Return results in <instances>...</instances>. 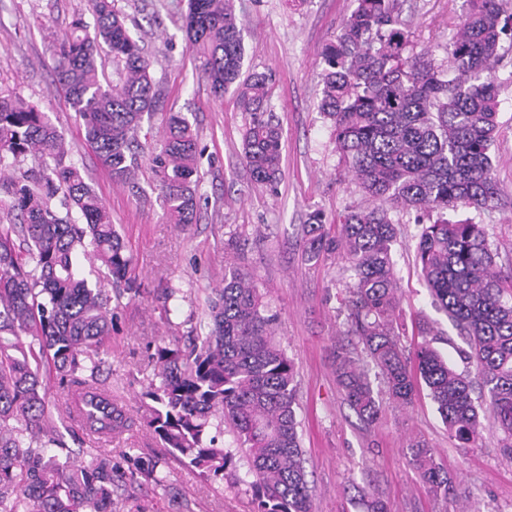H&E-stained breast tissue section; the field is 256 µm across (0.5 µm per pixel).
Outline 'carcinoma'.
Listing matches in <instances>:
<instances>
[{
  "label": "carcinoma",
  "mask_w": 512,
  "mask_h": 512,
  "mask_svg": "<svg viewBox=\"0 0 512 512\" xmlns=\"http://www.w3.org/2000/svg\"><path fill=\"white\" fill-rule=\"evenodd\" d=\"M94 34L79 18L57 54L55 75L84 140L112 180L140 193L143 116L156 110L151 62L113 0H89ZM465 19L445 47L453 74L434 64L432 50H416L400 18L398 0H356L336 40L323 51L319 110L333 123L336 152L373 206L345 213L332 230L319 212L301 238L308 263L339 258L351 272L339 296L346 335L336 345V381L349 407L368 424L379 416L382 391L401 409L419 386L448 432L464 447L488 418L512 455V275L496 270L486 231L452 221L458 207L486 208L502 200L490 155L498 128V86L492 71L503 43L512 41V0H466ZM183 29L212 95L232 93L248 116L242 156L252 181L274 188L282 178V128L268 112L270 79L243 73L244 48L233 0H189ZM112 60L102 75L101 52ZM202 154L189 121L170 114L149 165L170 224H195ZM33 166L7 172L25 160ZM0 512H116L122 477L110 448L72 457L60 427L85 405L86 429L119 438L128 427L122 407L85 400L83 391L112 397L99 373L112 339V297L92 285L79 257L106 267L116 296L140 294L129 277L132 257L102 198L71 160L49 113L0 85ZM65 212L55 207V199ZM418 215L415 257L431 305L465 337L476 377L457 371L423 340L407 351L399 321L393 246L399 233L390 210ZM203 334L157 348L156 380L142 405L146 426L169 454L224 477L233 455L210 434L211 417L246 449V478L256 512H314L296 415L295 365L276 339L278 314L254 277L234 269L206 298ZM57 380L48 405V381ZM487 393L484 405L472 397ZM410 460L430 494L457 496L453 478L421 440ZM130 481L142 476L162 490L161 461L134 457Z\"/></svg>",
  "instance_id": "cac0c4a2"
}]
</instances>
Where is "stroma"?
<instances>
[{"label":"stroma","mask_w":512,"mask_h":512,"mask_svg":"<svg viewBox=\"0 0 512 512\" xmlns=\"http://www.w3.org/2000/svg\"><path fill=\"white\" fill-rule=\"evenodd\" d=\"M401 17L416 48L434 50L446 64L443 44L464 19L465 0H400ZM187 0H115L133 37L152 62L160 103L145 116L149 146L162 139L169 113L179 112L196 130L203 153L199 223H167L160 192L142 172V196L113 184L84 141L82 121L69 108L54 76L59 43L76 19L91 21L88 0H0V83L51 113L73 160L102 196L132 256L139 297L113 302L112 341L100 375L130 419L113 451L161 458L167 491L140 479L127 486L117 512H253L250 493L232 479L208 481L197 469L167 458L147 430L140 406L153 377L152 357L172 337L187 335L205 318L204 299L223 286L230 267L252 274L267 289L279 319L277 338L297 372L307 479L315 512H364L380 501L385 512H512V456L502 435L484 423L475 447L464 448L428 398L407 409L383 403L378 421L363 423L336 382L333 350L350 344L338 294L349 273L343 261L308 264L301 257L302 226L318 211L335 218L364 209L368 198L346 173L335 149L332 122L318 110L323 48L335 41L355 0H234L242 23L244 69L271 77L269 106L283 127V179L276 191L254 185L242 160L246 116L232 95L215 100L200 77L181 29ZM499 86L498 133L491 148L495 174L506 196L476 211L460 208L449 219L483 225L512 273V48L504 47L494 71ZM401 234L395 246L400 318L424 313L434 346L457 369L469 367L467 345L447 316L431 305L415 263L417 226L411 214L392 211ZM176 297H169V290ZM425 440L436 463L454 477L459 499H435L406 453L410 440Z\"/></svg>","instance_id":"1"}]
</instances>
